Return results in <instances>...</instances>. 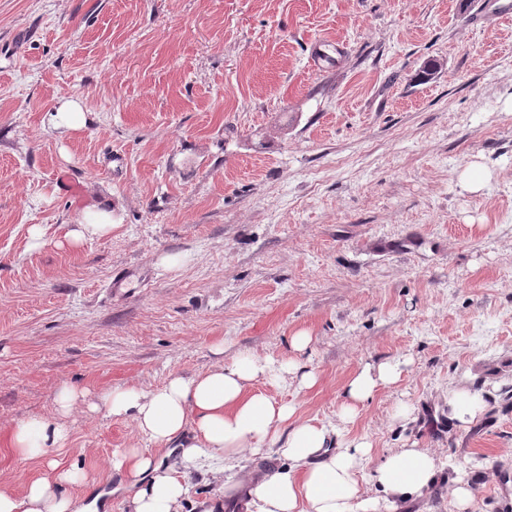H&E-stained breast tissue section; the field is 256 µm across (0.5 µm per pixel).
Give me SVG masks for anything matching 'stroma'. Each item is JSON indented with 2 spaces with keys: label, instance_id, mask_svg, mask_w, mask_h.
<instances>
[{
  "label": "stroma",
  "instance_id": "35a3bbf8",
  "mask_svg": "<svg viewBox=\"0 0 512 512\" xmlns=\"http://www.w3.org/2000/svg\"><path fill=\"white\" fill-rule=\"evenodd\" d=\"M69 96L88 127H44ZM99 204L112 234L67 244ZM243 353L315 369L253 387L332 424L352 375L405 360L341 438L373 443L369 472L413 444L439 459L395 512H456L462 472L470 512H512V18L491 0H0V489L46 475L10 433L69 383L86 402L50 457L82 477L75 512L100 489L131 512L109 461L155 445L91 404ZM459 384L486 409L452 428ZM189 479L181 512H245L207 468Z\"/></svg>",
  "mask_w": 512,
  "mask_h": 512
}]
</instances>
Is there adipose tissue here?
<instances>
[{"label":"adipose tissue","instance_id":"obj_1","mask_svg":"<svg viewBox=\"0 0 512 512\" xmlns=\"http://www.w3.org/2000/svg\"><path fill=\"white\" fill-rule=\"evenodd\" d=\"M112 230L111 209L92 206L65 238L79 245L105 238ZM402 374L398 361L361 368L344 388L341 421L352 422L378 388L397 383ZM289 376L306 388L317 382L316 373L296 360L248 354L214 365L198 377L172 376L157 391L131 387L106 394L102 406L108 415L132 418L138 433L154 444L191 437L181 451L180 473L142 448H127L113 457L112 470L133 479L132 512H177L189 492L184 472L204 457L222 461L228 470L248 456L275 453L286 458V465L277 469L247 473L245 512H391L395 501L418 497L429 487L438 471L436 456L423 448H401L374 471L377 495L364 494L361 480L371 442L340 439L336 428L298 419L294 406L274 402L252 388L260 379L280 382ZM85 397L77 387H63L57 397L58 419L18 423L11 432L16 453L25 459L46 457L49 449L63 447L68 431L61 419ZM48 466L52 477L34 480L24 494L0 491V512H74L62 487L75 482L76 473L53 460Z\"/></svg>","mask_w":512,"mask_h":512}]
</instances>
